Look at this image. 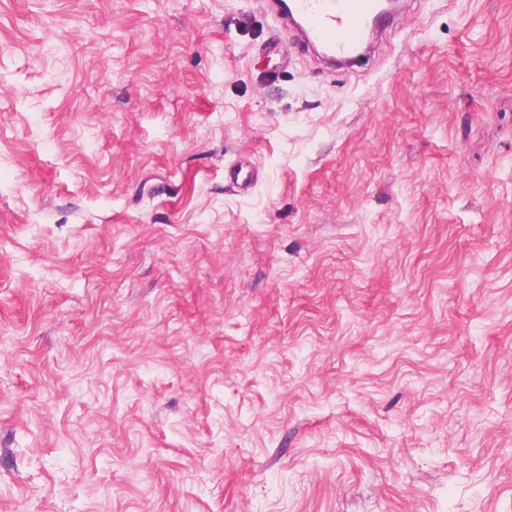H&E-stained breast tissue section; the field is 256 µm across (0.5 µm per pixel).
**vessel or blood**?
Returning a JSON list of instances; mask_svg holds the SVG:
<instances>
[{
	"label": "vessel or blood",
	"instance_id": "obj_1",
	"mask_svg": "<svg viewBox=\"0 0 512 512\" xmlns=\"http://www.w3.org/2000/svg\"><path fill=\"white\" fill-rule=\"evenodd\" d=\"M277 26L296 27L329 60L354 63L376 33L377 0H260Z\"/></svg>",
	"mask_w": 512,
	"mask_h": 512
}]
</instances>
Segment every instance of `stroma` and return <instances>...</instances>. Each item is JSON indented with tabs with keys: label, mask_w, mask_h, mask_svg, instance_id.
Wrapping results in <instances>:
<instances>
[{
	"label": "stroma",
	"mask_w": 512,
	"mask_h": 512,
	"mask_svg": "<svg viewBox=\"0 0 512 512\" xmlns=\"http://www.w3.org/2000/svg\"><path fill=\"white\" fill-rule=\"evenodd\" d=\"M0 512H512V0H0ZM259 2L278 27H296L313 48L332 62L354 63L367 39L378 35L377 0Z\"/></svg>",
	"instance_id": "obj_1"
}]
</instances>
